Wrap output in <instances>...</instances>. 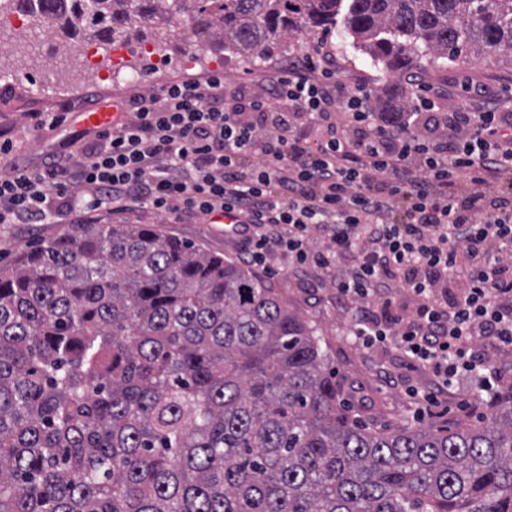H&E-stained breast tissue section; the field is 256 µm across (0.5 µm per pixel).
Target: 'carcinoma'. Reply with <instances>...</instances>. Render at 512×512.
Returning a JSON list of instances; mask_svg holds the SVG:
<instances>
[{"label":"carcinoma","mask_w":512,"mask_h":512,"mask_svg":"<svg viewBox=\"0 0 512 512\" xmlns=\"http://www.w3.org/2000/svg\"><path fill=\"white\" fill-rule=\"evenodd\" d=\"M39 2L77 43L176 24L249 59L340 23L397 74L512 62V0ZM320 341L245 265L149 224L0 265V512H512V392L478 424L372 430Z\"/></svg>","instance_id":"carcinoma-1"}]
</instances>
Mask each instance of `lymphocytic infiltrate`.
<instances>
[{"label": "lymphocytic infiltrate", "mask_w": 512, "mask_h": 512, "mask_svg": "<svg viewBox=\"0 0 512 512\" xmlns=\"http://www.w3.org/2000/svg\"><path fill=\"white\" fill-rule=\"evenodd\" d=\"M409 84V111H382L317 41L254 90L212 73L135 92L95 139L1 171L0 224L201 214L245 241L251 265L336 270L355 343L429 370L406 389L414 417L464 384L497 399L491 354L512 353V113L474 85L476 111Z\"/></svg>", "instance_id": "lymphocytic-infiltrate-1"}]
</instances>
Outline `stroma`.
Here are the masks:
<instances>
[{
  "mask_svg": "<svg viewBox=\"0 0 512 512\" xmlns=\"http://www.w3.org/2000/svg\"><path fill=\"white\" fill-rule=\"evenodd\" d=\"M323 38L334 48L341 64V76L346 82H365L374 86L377 92L409 97L404 79L395 78L382 65L372 61L339 27L326 31L301 29L288 38L285 47L256 61L238 56L225 57L219 47L211 44L199 51V59L191 69L181 64L186 47L183 31L177 30L164 46L168 62L163 66L157 65L155 59L129 51L125 54L127 77L109 81L105 75L112 67L113 56L102 50L98 53L96 69L89 70L82 62L72 61L59 72L51 88H41L33 81L14 88L0 87V133H7L14 142L9 161L19 166L40 164L63 139L85 132L84 110L111 105L130 93L156 88L172 80L189 75L203 77L214 71L223 72L225 81L230 84L245 79L260 83L300 48ZM411 73L452 105L461 103V85L465 82L484 86L497 94L512 90V64L495 58L481 59L469 65L446 59L434 64L425 62L412 68ZM36 111L56 113L62 116L63 122L53 130L36 127L29 119L30 113ZM69 221V214L61 212L47 224H0V260L11 261L39 241L66 232ZM108 221L112 224H150L162 235L232 260L238 259L243 247L239 240L225 236L223 225L209 223L200 215L175 220L169 215L143 209L109 216ZM278 266L275 273L260 267L255 268L254 273L267 280L282 299L318 327L326 341L328 364L336 371L344 408L362 424L377 431H394L412 425L404 386L409 382L426 385L430 380L429 371L406 369L405 360L396 349L386 347L367 351L353 344L344 331L357 314L356 305L337 301L330 274L315 269L296 275L288 271L283 260ZM475 397L472 389L454 390L443 397L434 415L426 418V425L438 429L477 423L480 416L489 415V408L477 412L459 408L460 401H471Z\"/></svg>",
  "mask_w": 512,
  "mask_h": 512,
  "instance_id": "stroma-1",
  "label": "stroma"
}]
</instances>
